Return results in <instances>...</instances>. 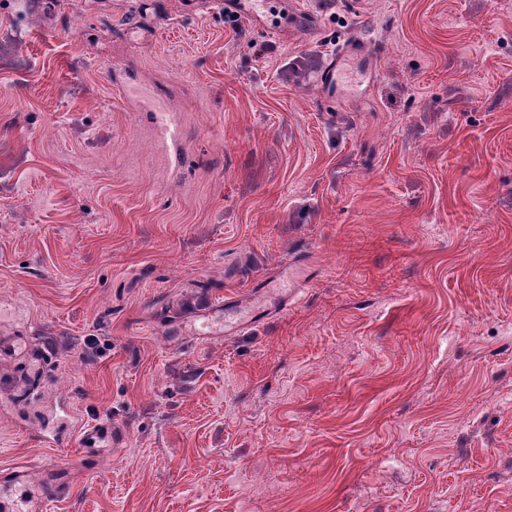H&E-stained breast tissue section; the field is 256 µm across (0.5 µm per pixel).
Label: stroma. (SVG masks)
<instances>
[{"instance_id":"obj_1","label":"stroma","mask_w":512,"mask_h":512,"mask_svg":"<svg viewBox=\"0 0 512 512\" xmlns=\"http://www.w3.org/2000/svg\"><path fill=\"white\" fill-rule=\"evenodd\" d=\"M273 5L0 0V336L43 360L0 358V467L57 455L50 512H512V0ZM358 49L354 46L353 43H350L344 47L336 54V58H333L328 66L322 71V73L318 77V84L321 88V93L323 95L322 102H325L331 94L333 95L336 90V76L341 66L342 62L346 57L357 54ZM153 112L155 125L163 131L170 141L178 142L182 136V130L174 117L161 107H156ZM118 439L117 432L112 429V425L106 422L96 424L92 430L81 437L83 447L93 448L97 457L104 453L105 448H109Z\"/></svg>"}]
</instances>
